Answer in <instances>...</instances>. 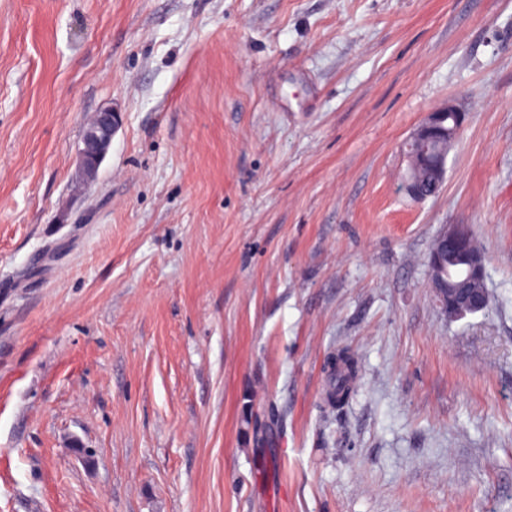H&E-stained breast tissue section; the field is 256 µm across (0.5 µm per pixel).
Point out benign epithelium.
Returning a JSON list of instances; mask_svg holds the SVG:
<instances>
[{"label": "benign epithelium", "instance_id": "benign-epithelium-1", "mask_svg": "<svg viewBox=\"0 0 512 512\" xmlns=\"http://www.w3.org/2000/svg\"><path fill=\"white\" fill-rule=\"evenodd\" d=\"M453 112L462 115V112L453 104L447 105L440 112L431 113L411 134L413 139H426L437 136H448L446 114ZM121 124V115L104 108L98 112L87 129L78 147V157L81 169L87 180L96 179L99 168L106 158ZM466 237V228L458 225L441 233L438 237L439 246L430 257L431 284L434 293L443 311L453 317L459 318L467 313H477L484 310L488 304L487 293L478 288L476 292L469 293L464 288L448 287V257L456 256L463 251Z\"/></svg>", "mask_w": 512, "mask_h": 512}]
</instances>
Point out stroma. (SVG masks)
<instances>
[{
  "instance_id": "35a3bbf8",
  "label": "stroma",
  "mask_w": 512,
  "mask_h": 512,
  "mask_svg": "<svg viewBox=\"0 0 512 512\" xmlns=\"http://www.w3.org/2000/svg\"><path fill=\"white\" fill-rule=\"evenodd\" d=\"M0 512H512V0H0ZM449 112L456 113L461 117L463 112L453 104L447 105L440 112L431 113L427 119L419 125L411 134L410 139H426L437 136L446 138L429 139L424 147L415 149L416 156L410 161L409 179L422 191L431 193L432 189V166L431 163L436 158H446L448 147L453 141L450 139V132L454 128L455 122L459 124L456 118L448 115ZM446 114L448 115V124ZM446 123V124H445ZM448 138V140H447ZM433 193H431L432 195ZM120 124V113L112 111V108H104L97 112L85 130L81 146L78 147V157L88 181H95ZM466 233V228L462 225L441 233L438 237L439 246L437 247V239H435L430 252L432 288L443 311L453 318L465 316L467 311L471 313L483 311L488 304V291L486 293L483 289L487 290L484 255L474 254L470 261L469 268L472 274L484 275L478 281L477 286L480 288H476L475 293L469 294L466 288L448 287V279L454 280L456 278L454 274L466 268L462 261L448 263V256H456L463 251ZM336 359H339V363L330 375L328 386V397L334 406L342 404L348 398L350 381L357 368L355 357L348 351H340L336 354Z\"/></svg>"
}]
</instances>
